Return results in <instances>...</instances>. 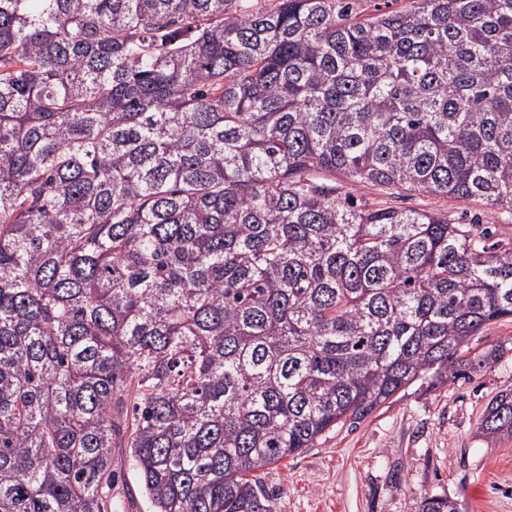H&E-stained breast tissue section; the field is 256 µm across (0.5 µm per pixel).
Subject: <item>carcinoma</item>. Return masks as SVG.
Instances as JSON below:
<instances>
[{
    "label": "carcinoma",
    "mask_w": 512,
    "mask_h": 512,
    "mask_svg": "<svg viewBox=\"0 0 512 512\" xmlns=\"http://www.w3.org/2000/svg\"><path fill=\"white\" fill-rule=\"evenodd\" d=\"M338 176L512 214V0H0V512H112L114 448L153 512H271L259 471L500 357L512 237ZM503 345L512 348V318H502L487 324L482 331L474 336L469 342L470 352L467 355H474L482 350Z\"/></svg>",
    "instance_id": "obj_1"
}]
</instances>
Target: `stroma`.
Returning <instances> with one entry per match:
<instances>
[{"instance_id":"1","label":"stroma","mask_w":512,"mask_h":512,"mask_svg":"<svg viewBox=\"0 0 512 512\" xmlns=\"http://www.w3.org/2000/svg\"><path fill=\"white\" fill-rule=\"evenodd\" d=\"M352 192L375 206L432 209L455 222L477 217L512 235V215L482 202L391 196L370 185ZM498 345L504 357L471 380L408 387L359 423L266 467L271 512H417L426 494L456 500L460 512H512V437L491 443L477 432L492 396L512 389L511 317L487 324L469 348L476 354Z\"/></svg>"}]
</instances>
